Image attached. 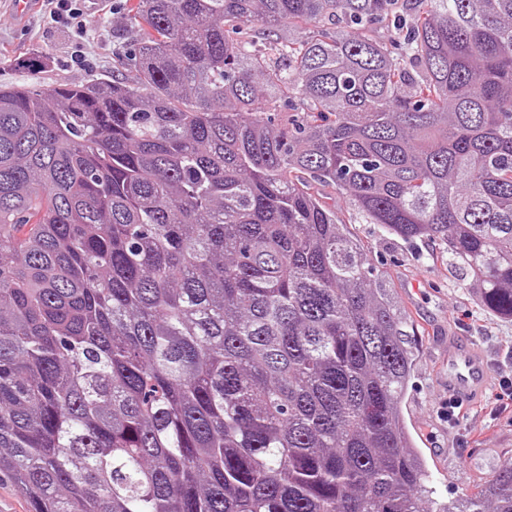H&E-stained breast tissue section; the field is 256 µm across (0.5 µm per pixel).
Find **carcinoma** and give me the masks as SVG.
Returning a JSON list of instances; mask_svg holds the SVG:
<instances>
[{
    "label": "carcinoma",
    "instance_id": "obj_1",
    "mask_svg": "<svg viewBox=\"0 0 512 512\" xmlns=\"http://www.w3.org/2000/svg\"><path fill=\"white\" fill-rule=\"evenodd\" d=\"M127 9L133 79L0 86V474L29 512H432L410 316L310 181L512 319V0ZM438 512H512V462Z\"/></svg>",
    "mask_w": 512,
    "mask_h": 512
}]
</instances>
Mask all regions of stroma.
Wrapping results in <instances>:
<instances>
[{
  "instance_id": "stroma-1",
  "label": "stroma",
  "mask_w": 512,
  "mask_h": 512,
  "mask_svg": "<svg viewBox=\"0 0 512 512\" xmlns=\"http://www.w3.org/2000/svg\"><path fill=\"white\" fill-rule=\"evenodd\" d=\"M12 0H0V85L54 81L79 83L97 74L121 78L131 72L126 0H79L82 32L55 23L46 0L16 20ZM15 56L39 57L40 70L12 64ZM312 190L334 204L337 215L385 271L414 322L415 369L402 403L407 426L429 471L431 499L443 504L469 493L512 460V322L479 304L469 280L449 269L437 244L407 242L367 223L329 186ZM469 340L486 358L489 386L475 403L449 420L442 378L448 344Z\"/></svg>"
}]
</instances>
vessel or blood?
I'll use <instances>...</instances> for the list:
<instances>
[{
    "instance_id": "1",
    "label": "vessel or blood",
    "mask_w": 512,
    "mask_h": 512,
    "mask_svg": "<svg viewBox=\"0 0 512 512\" xmlns=\"http://www.w3.org/2000/svg\"><path fill=\"white\" fill-rule=\"evenodd\" d=\"M490 380L485 357L471 344L455 343L448 348V395L465 401L481 395Z\"/></svg>"
}]
</instances>
